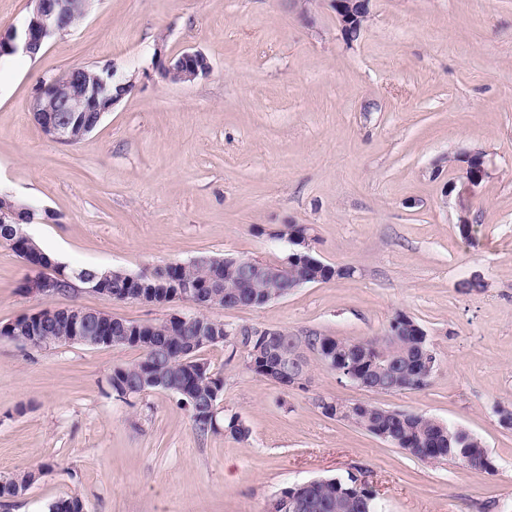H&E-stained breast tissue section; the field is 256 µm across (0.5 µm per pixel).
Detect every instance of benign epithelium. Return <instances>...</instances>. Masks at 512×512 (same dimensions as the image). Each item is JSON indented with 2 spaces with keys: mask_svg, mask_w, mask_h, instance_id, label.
I'll use <instances>...</instances> for the list:
<instances>
[{
  "mask_svg": "<svg viewBox=\"0 0 512 512\" xmlns=\"http://www.w3.org/2000/svg\"><path fill=\"white\" fill-rule=\"evenodd\" d=\"M32 9L18 25L11 28L5 36L0 35V59L6 55L18 53L33 56L49 40L60 31L61 19L66 15L78 0H30ZM336 13L340 32L352 38L360 35L364 30L363 22L369 14L371 0H329ZM210 65L207 59L198 51L185 50L171 56L160 67L162 79L171 83L191 82L200 76L208 74ZM104 76L96 78L92 83L85 77L86 71L81 67H72L64 74V79L52 77L41 82L37 95L33 101V112L37 115L39 123L48 129L49 137L68 144L72 142V129L70 124L57 119L55 111L44 107L46 95L59 96L60 112H91L93 120L88 130H94L101 121L103 114L110 111L118 102L132 90V85L125 82V76L113 64L101 68ZM237 263L240 279L248 283L258 277L274 279L288 271V261L277 262L269 268H260L248 258H239ZM49 266L55 268V274L41 273L43 266L36 269L40 274L31 276L23 283L24 291L28 294L55 295L59 293V281L68 278L65 268L51 260ZM115 272L111 269H85L74 272L72 276L82 284V288L105 297H112L110 283ZM131 289L125 298L139 303L156 305L162 291L155 288H145L139 285L136 278H131ZM181 302L189 304L199 310L224 308V299L221 294H207L199 288L184 287L177 290ZM68 319V333L65 336L53 337L58 328V319ZM108 313L100 310H87L82 308L53 309L45 308L37 312L26 314L21 321H13L8 326L0 328L5 337L31 346L50 345H85L98 347L112 345V337L100 334V326ZM169 323L182 327L187 323L195 324L194 335L200 343L210 341V336L224 327V322L212 318L201 320L198 314L173 313L169 316ZM327 367L335 370L336 374L369 391L382 389L387 380L374 378L367 381L353 375L349 367L337 368L333 361L323 358ZM319 404L332 408L337 417L345 413L356 411L365 407L364 402L344 403L327 399Z\"/></svg>",
  "mask_w": 512,
  "mask_h": 512,
  "instance_id": "1",
  "label": "benign epithelium"
}]
</instances>
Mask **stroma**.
Listing matches in <instances>:
<instances>
[{
    "mask_svg": "<svg viewBox=\"0 0 512 512\" xmlns=\"http://www.w3.org/2000/svg\"><path fill=\"white\" fill-rule=\"evenodd\" d=\"M185 50L210 72L161 79L159 58ZM109 63L133 91L79 143L47 136L31 110L40 80ZM473 151L487 176L466 193ZM1 194L34 208L29 235L72 269L278 262L293 251L282 225L312 226V255L350 278L209 317L358 341L403 313L438 365L423 388L377 393L310 352L299 390L256 377L241 348H205L224 380L221 415L250 429L237 441L197 436L170 393L117 397L112 369L138 349L0 338V481L47 468L0 512L70 496L85 512H264L282 488L351 473L380 512H512V429L498 415L512 410V0H372L351 44L328 0H92L36 56L0 62ZM476 272L485 287L463 289ZM28 273L0 244V326L44 308L140 323L190 310L83 289L28 295ZM319 397L463 426L495 470L419 461L324 416Z\"/></svg>",
    "mask_w": 512,
    "mask_h": 512,
    "instance_id": "stroma-1",
    "label": "stroma"
}]
</instances>
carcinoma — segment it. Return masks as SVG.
Here are the masks:
<instances>
[{
  "label": "carcinoma",
  "mask_w": 512,
  "mask_h": 512,
  "mask_svg": "<svg viewBox=\"0 0 512 512\" xmlns=\"http://www.w3.org/2000/svg\"><path fill=\"white\" fill-rule=\"evenodd\" d=\"M168 278L169 284L181 285L192 283L203 287L210 279L209 265L200 257L186 265L177 264L163 269L153 267L139 274V277L152 282L159 274ZM353 274L349 268L342 270L325 269L314 262L311 252L300 247L288 256V277L270 283L256 279L245 284L241 281L235 268L234 261L224 263V287L219 292L224 298L238 294L253 302L256 307L266 304L278 288H295L303 283H313L316 279L327 280L333 277L344 278ZM413 323V319L399 313L393 319L389 329L381 336L359 341H348L335 336L311 334L308 336H292L283 331L279 336H250L249 328L241 327L239 336L220 337L212 344L231 342L243 347L247 352L249 365L246 369L254 375L264 378L267 368L275 359L265 355L268 344L279 352L283 359L288 354L305 347L311 351L322 349V354L332 355L336 365L343 363L352 365L353 371L366 376L374 364L381 362V355H386L398 364V385L408 389L426 386L422 377V359L428 349L426 336L416 335V330L405 327L398 335H393L395 323ZM194 340L193 326L176 327L164 320L160 323L149 324L141 336H114L113 346H132L141 350L140 360L132 365H118L112 369L110 384L112 392L122 396L125 389H132L145 375L153 376L159 383L167 387V392L177 400L191 399L186 407L192 428L200 435L216 431L210 424L209 414L212 407V394L223 390L224 380L206 366L201 359H189L183 354L185 347ZM355 425L379 437L391 434L400 441L403 448H416L418 454L425 455L430 462L438 463L447 460L456 461L464 454L471 457H481L485 450L481 442L471 432L459 430L457 426L443 425L424 414L408 413L399 415L393 410L376 405L367 407L355 416ZM224 433L237 441H243L249 436V428L236 416L223 419ZM45 467L38 471H22L5 484L0 485V497H15L18 493L28 490L44 473ZM304 495L309 507L304 512H377V504L373 491L354 487V480L346 482L332 478L318 479L304 489Z\"/></svg>",
  "instance_id": "1"
}]
</instances>
